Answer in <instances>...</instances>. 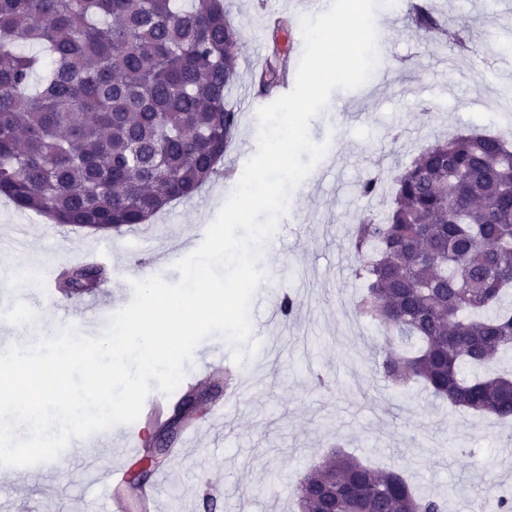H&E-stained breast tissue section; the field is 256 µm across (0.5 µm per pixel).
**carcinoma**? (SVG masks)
Instances as JSON below:
<instances>
[{
  "label": "carcinoma",
  "mask_w": 512,
  "mask_h": 512,
  "mask_svg": "<svg viewBox=\"0 0 512 512\" xmlns=\"http://www.w3.org/2000/svg\"><path fill=\"white\" fill-rule=\"evenodd\" d=\"M416 33L447 38L423 3ZM237 29L223 0H0V196L57 224L121 230L193 198L220 175L238 113ZM34 48L22 53L18 46ZM287 77L274 49L258 85ZM386 217L355 225V315L386 329L376 369L394 387L512 424V376H462L512 351V149L457 134L389 171ZM384 191L375 174L362 197ZM102 263L66 268L59 286L89 292ZM299 512H446L395 471L338 454L300 476Z\"/></svg>",
  "instance_id": "obj_1"
}]
</instances>
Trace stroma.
<instances>
[{
  "label": "stroma",
  "mask_w": 512,
  "mask_h": 512,
  "mask_svg": "<svg viewBox=\"0 0 512 512\" xmlns=\"http://www.w3.org/2000/svg\"><path fill=\"white\" fill-rule=\"evenodd\" d=\"M408 2L377 6L375 26L389 36L377 47L379 66L363 86L334 90L310 122L311 139L329 147L316 176L291 192L277 223L271 241L278 265L259 263L266 278L251 299L256 332L243 344L246 358L237 367L245 395L226 412L217 437L186 459L168 454L152 472L147 483L158 488V512H297L296 479L338 452L447 496L448 512H485L496 493L512 491V427H490L489 417L434 399L419 386H387L375 369L382 331L352 308L363 284L352 274L350 228L362 215L383 217L391 202L387 193L360 197L359 183L408 166L435 140L462 132L493 135L512 147V112L484 106L492 91L512 86V52L481 53L492 36L512 45V4L492 9L488 0H429L447 18L451 37L428 41L416 35ZM226 3L239 33V74L227 96L239 128L220 167L240 173L257 150V110L280 96L276 90L260 95L254 82L271 46L267 21L297 18L301 6L300 0ZM458 35L470 51L459 50ZM446 84L455 85L456 94L445 96ZM229 196L216 178L192 199L172 202L149 223L120 232L56 224L0 196V267L25 269L33 254L46 265H73L97 244L113 251L110 279L92 294L67 295L54 283L25 286L32 305L21 319L10 316L11 291L0 286V351L13 335L32 344L70 324L82 335H100L106 311H119L133 298L132 291H115V281L152 272L142 242L151 241L164 258L175 250L190 254ZM267 290L295 298L286 335L257 332ZM46 499L53 512H104L80 461L51 485L40 471L19 477L0 469V512H38Z\"/></svg>",
  "instance_id": "obj_1"
}]
</instances>
